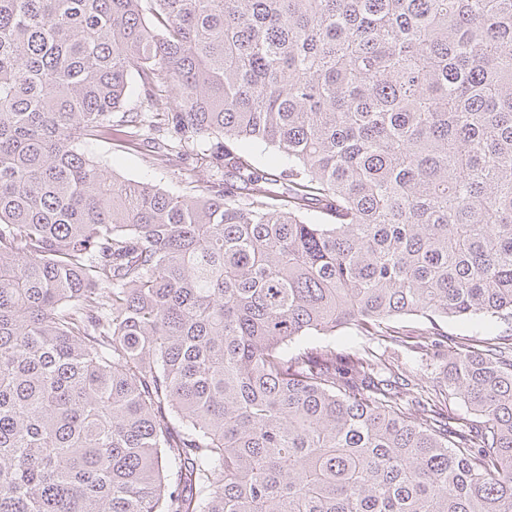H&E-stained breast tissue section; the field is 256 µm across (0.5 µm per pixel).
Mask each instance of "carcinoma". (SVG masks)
I'll use <instances>...</instances> for the list:
<instances>
[{
  "instance_id": "1",
  "label": "carcinoma",
  "mask_w": 512,
  "mask_h": 512,
  "mask_svg": "<svg viewBox=\"0 0 512 512\" xmlns=\"http://www.w3.org/2000/svg\"><path fill=\"white\" fill-rule=\"evenodd\" d=\"M145 122L205 192L82 150ZM481 317L512 0H0V512H512V334L385 356ZM241 149L249 154L254 160V163L271 173H278L282 167V160L271 148L264 145L247 144L241 146ZM312 342L320 345H330L336 347V350H353L367 343V338L364 336H356V334L349 332L332 337L320 336L314 338Z\"/></svg>"
}]
</instances>
